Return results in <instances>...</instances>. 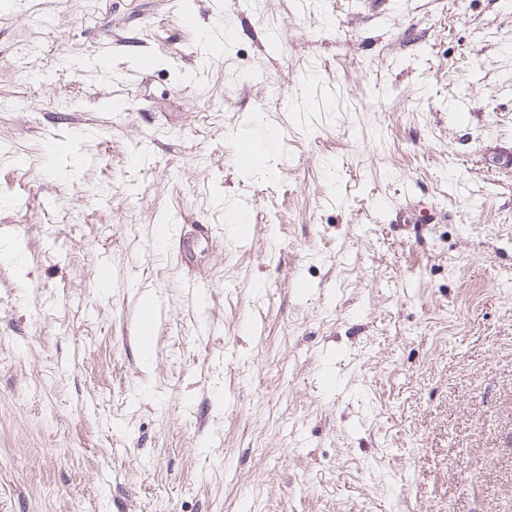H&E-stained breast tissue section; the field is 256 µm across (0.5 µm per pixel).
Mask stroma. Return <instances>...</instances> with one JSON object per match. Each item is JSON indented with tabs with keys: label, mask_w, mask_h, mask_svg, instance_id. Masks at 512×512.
<instances>
[{
	"label": "stroma",
	"mask_w": 512,
	"mask_h": 512,
	"mask_svg": "<svg viewBox=\"0 0 512 512\" xmlns=\"http://www.w3.org/2000/svg\"><path fill=\"white\" fill-rule=\"evenodd\" d=\"M0 512H512V0H0Z\"/></svg>",
	"instance_id": "1"
}]
</instances>
